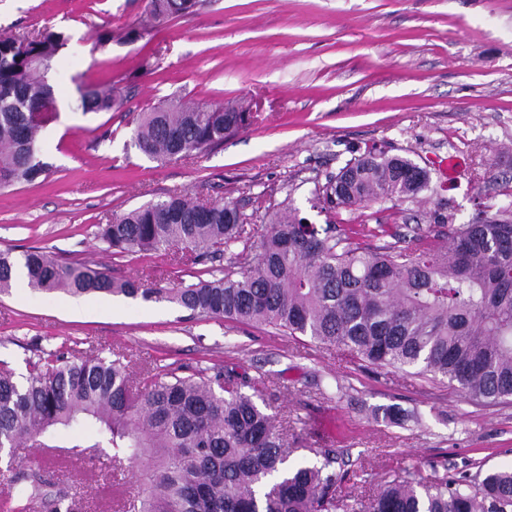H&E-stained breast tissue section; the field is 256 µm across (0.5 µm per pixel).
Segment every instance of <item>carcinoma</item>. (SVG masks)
Instances as JSON below:
<instances>
[{"label": "carcinoma", "instance_id": "cac0c4a2", "mask_svg": "<svg viewBox=\"0 0 512 512\" xmlns=\"http://www.w3.org/2000/svg\"><path fill=\"white\" fill-rule=\"evenodd\" d=\"M197 0H150L161 21ZM66 44L60 33L0 39V188L48 178L40 132L57 115L48 74ZM112 85L82 96L87 112H109ZM250 121L244 108L184 105L142 113L133 136L151 159L200 155ZM430 177L399 155L368 151L347 162L317 200L329 209L411 201ZM235 204L202 206L185 197L147 204L100 226L121 253L182 248L197 264L243 242L240 271L184 288H143L104 269L32 249L0 251V293L18 268L33 289L166 296L194 317L269 325L363 360L445 381L474 401L512 398V210L494 220L448 227V242L420 225L346 231L308 222L296 209L271 215L255 256L253 234ZM389 239L375 248L372 239ZM18 374L0 361V453L15 489L9 512H78L67 490L16 465L32 442L56 463H112L136 469L140 491L117 496L118 512H512V468L416 479L397 473L366 499L336 494V450L312 448L318 464L288 463L290 450L262 399L259 382L230 369L180 376L145 366L134 377L126 355L85 356L69 346L25 360ZM253 390L248 395L243 388Z\"/></svg>", "mask_w": 512, "mask_h": 512}]
</instances>
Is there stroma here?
<instances>
[{"mask_svg": "<svg viewBox=\"0 0 512 512\" xmlns=\"http://www.w3.org/2000/svg\"><path fill=\"white\" fill-rule=\"evenodd\" d=\"M44 29L66 37L48 75L59 118L40 139L53 173L0 189V250L42 247L117 279L177 288L207 279L204 265L164 250L112 252L99 225L181 195L233 201L260 231L286 202L314 224H420L444 238L438 215L469 224L507 202L512 0H199L160 22L149 0H0V38ZM105 81L118 87L119 105L83 112L81 93ZM173 98L246 101L252 122L205 155L154 160L135 145V122ZM372 148L427 169L429 190L398 206L314 208L316 189ZM73 343L182 376L218 365L264 378L292 461L335 449L344 494H376L404 469L420 478L436 467L512 465L508 401L474 402L425 377L346 360L309 337L194 318L166 299L47 293L21 278L0 295V360L11 368ZM18 460L60 481L82 512H113L103 463L61 469L32 446Z\"/></svg>", "mask_w": 512, "mask_h": 512, "instance_id": "obj_1", "label": "stroma"}]
</instances>
